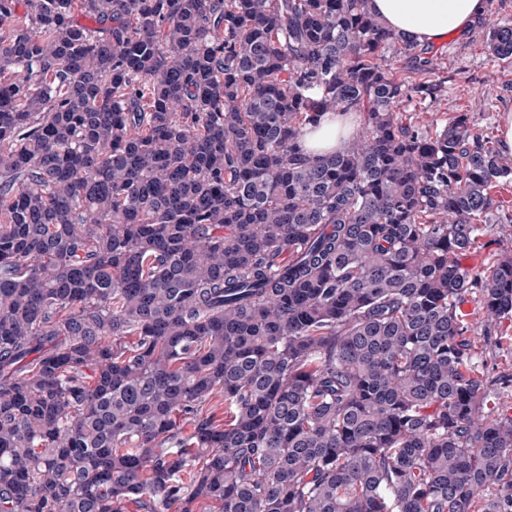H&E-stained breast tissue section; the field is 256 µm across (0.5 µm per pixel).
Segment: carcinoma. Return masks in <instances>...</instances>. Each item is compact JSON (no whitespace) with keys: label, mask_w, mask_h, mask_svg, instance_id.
<instances>
[{"label":"carcinoma","mask_w":512,"mask_h":512,"mask_svg":"<svg viewBox=\"0 0 512 512\" xmlns=\"http://www.w3.org/2000/svg\"><path fill=\"white\" fill-rule=\"evenodd\" d=\"M367 2L0 0V512H512L458 308L512 159ZM352 131L353 127L347 117L328 112L316 129H307L304 137L305 148L314 155L343 150Z\"/></svg>","instance_id":"obj_1"}]
</instances>
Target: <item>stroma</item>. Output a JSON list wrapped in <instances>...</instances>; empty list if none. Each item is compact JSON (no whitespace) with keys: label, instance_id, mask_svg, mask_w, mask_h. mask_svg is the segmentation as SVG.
Returning <instances> with one entry per match:
<instances>
[{"label":"stroma","instance_id":"1","mask_svg":"<svg viewBox=\"0 0 512 512\" xmlns=\"http://www.w3.org/2000/svg\"><path fill=\"white\" fill-rule=\"evenodd\" d=\"M506 18L512 19V0H503L499 10L487 12L484 25L435 43L448 72L447 89L432 107L410 113L413 123L433 130L445 125L454 113L464 111L477 132L498 133L502 114L512 109V60L492 56L486 39L489 25ZM510 252L512 224H491L478 245L462 256L461 263L472 274L481 276L494 258ZM464 301L473 309L466 323L480 375L498 399L500 415L512 418V389L504 387L505 381L512 378V318L500 320L492 331H485L478 294H466Z\"/></svg>","mask_w":512,"mask_h":512}]
</instances>
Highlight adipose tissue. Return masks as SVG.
<instances>
[{
	"mask_svg": "<svg viewBox=\"0 0 512 512\" xmlns=\"http://www.w3.org/2000/svg\"><path fill=\"white\" fill-rule=\"evenodd\" d=\"M372 13L409 39L433 44L451 34L470 31L486 13L485 0H368ZM353 127L347 117L330 112L304 137L306 150L321 155L343 150Z\"/></svg>",
	"mask_w": 512,
	"mask_h": 512,
	"instance_id": "obj_1",
	"label": "adipose tissue"
}]
</instances>
